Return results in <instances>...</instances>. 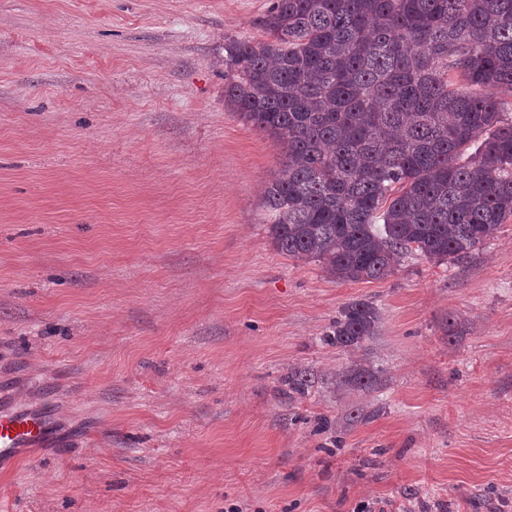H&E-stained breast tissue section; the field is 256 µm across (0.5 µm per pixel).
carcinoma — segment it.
Returning <instances> with one entry per match:
<instances>
[{
	"instance_id": "carcinoma-1",
	"label": "carcinoma",
	"mask_w": 512,
	"mask_h": 512,
	"mask_svg": "<svg viewBox=\"0 0 512 512\" xmlns=\"http://www.w3.org/2000/svg\"><path fill=\"white\" fill-rule=\"evenodd\" d=\"M259 26L266 40L224 44V103L285 146L264 191L280 253L383 280L410 253L470 258L512 217V0H273ZM377 329L355 300L330 342L358 349Z\"/></svg>"
}]
</instances>
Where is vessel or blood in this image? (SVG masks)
Masks as SVG:
<instances>
[{
	"mask_svg": "<svg viewBox=\"0 0 512 512\" xmlns=\"http://www.w3.org/2000/svg\"><path fill=\"white\" fill-rule=\"evenodd\" d=\"M53 434L54 424L43 413L0 400V465L47 446Z\"/></svg>",
	"mask_w": 512,
	"mask_h": 512,
	"instance_id": "1",
	"label": "vessel or blood"
}]
</instances>
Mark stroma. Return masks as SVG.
Returning a JSON list of instances; mask_svg holds the SVG:
<instances>
[{"label": "stroma", "mask_w": 512, "mask_h": 512, "mask_svg": "<svg viewBox=\"0 0 512 512\" xmlns=\"http://www.w3.org/2000/svg\"><path fill=\"white\" fill-rule=\"evenodd\" d=\"M270 3L0 0V390L66 442L0 512H512V218L384 280L278 252L283 146L224 103ZM359 299L377 336L332 345ZM341 382L351 388L370 391L377 381L371 368L358 364L347 367L341 373Z\"/></svg>", "instance_id": "stroma-1"}]
</instances>
